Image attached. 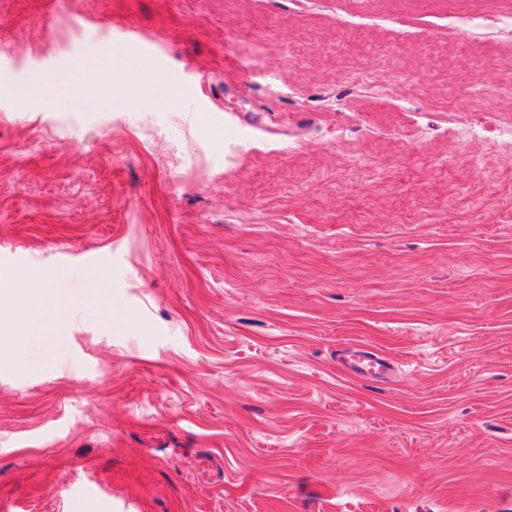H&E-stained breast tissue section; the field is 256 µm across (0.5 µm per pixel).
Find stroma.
I'll return each instance as SVG.
<instances>
[{
	"mask_svg": "<svg viewBox=\"0 0 512 512\" xmlns=\"http://www.w3.org/2000/svg\"><path fill=\"white\" fill-rule=\"evenodd\" d=\"M35 72L0 276L70 316L0 335V512H512L511 41L444 0H0ZM336 352L337 364L345 374L365 378L390 370L385 358L359 344L342 346Z\"/></svg>",
	"mask_w": 512,
	"mask_h": 512,
	"instance_id": "stroma-1",
	"label": "stroma"
}]
</instances>
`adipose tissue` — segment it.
<instances>
[{"instance_id":"obj_1","label":"adipose tissue","mask_w":512,"mask_h":512,"mask_svg":"<svg viewBox=\"0 0 512 512\" xmlns=\"http://www.w3.org/2000/svg\"><path fill=\"white\" fill-rule=\"evenodd\" d=\"M0 293L15 297L10 310L0 311V324L16 323L23 336L39 340L53 335L62 316L55 304L53 283H45L36 293L20 295L14 281L1 278Z\"/></svg>"}]
</instances>
